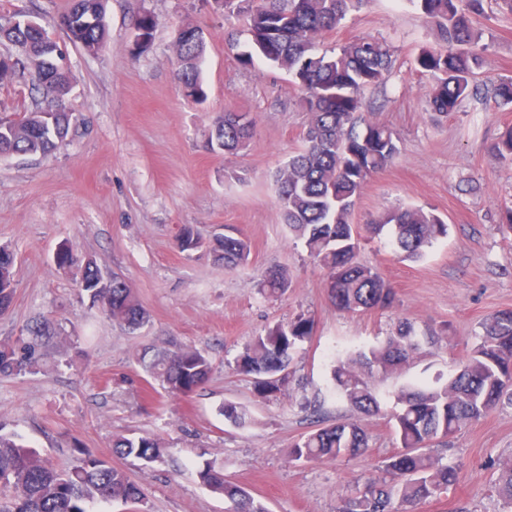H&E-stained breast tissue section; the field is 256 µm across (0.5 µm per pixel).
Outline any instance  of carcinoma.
I'll return each instance as SVG.
<instances>
[{
    "instance_id": "carcinoma-1",
    "label": "carcinoma",
    "mask_w": 512,
    "mask_h": 512,
    "mask_svg": "<svg viewBox=\"0 0 512 512\" xmlns=\"http://www.w3.org/2000/svg\"><path fill=\"white\" fill-rule=\"evenodd\" d=\"M368 0H257L247 13L252 51L257 57L288 73L309 121L302 147L275 174L277 202L283 223L302 241L310 257L328 270L324 288L336 309L368 313L388 308L394 289L373 268L356 261L363 236L390 232L398 257L416 261L445 238L448 225L421 207H397L381 212L354 230L350 215L367 182L391 165L400 153L397 138L387 126L364 112L365 92L384 83L392 67L389 49L373 38H356L331 54L317 50L318 39L338 28L346 16ZM441 31L442 44L427 49L419 64L435 80L431 109L453 112L473 95L475 70L483 65L477 52L481 39L473 16L482 12L481 0H410ZM68 39L89 51L103 47L108 36L104 0H72L61 17ZM157 25L150 12L139 14L133 27L147 45ZM0 42L13 51L0 54V79L30 77L32 108L17 118L0 120V157L8 154L48 156L65 143L73 114L64 97L71 78L59 45L34 19L21 15L3 25ZM177 77L188 97L202 101L201 78L204 39L175 36ZM254 120L226 112L210 131L212 150L233 152L249 146ZM499 159L512 165V127L495 146ZM183 252L201 246L194 228L180 229ZM226 268L248 263L250 243L240 236H217L209 244ZM16 284L15 257L0 247V313L10 308ZM289 287L288 271L270 270L259 293L283 296ZM80 290L102 305L120 327L134 332L149 320L134 290L123 279L104 282L97 266L86 263ZM314 323L302 314L276 323L253 337L235 361L236 372L253 379L262 398L282 394L290 384L289 366L298 344L313 333ZM30 340L21 349L0 345V375H17L37 363L38 339L46 328L28 329ZM439 333H419L402 321L384 340L361 346L336 360L331 368L332 390L357 417L311 430L290 448L297 462H321L363 456L369 436L361 416L387 419L398 451L377 474L349 487L339 498L336 512H418L426 500L448 492L458 481L456 465L433 453L463 427L512 406V308L493 314L483 334L466 353L448 363V373L415 376L395 387L382 403L379 384L405 374L422 361L424 347L434 345ZM209 357L191 347L164 348L146 366L149 376L172 396H188L210 378ZM224 419L237 428L252 421L250 410L226 402ZM112 452L147 464L160 460L162 442L150 435L112 438ZM496 488L512 508V458L499 460ZM204 486L224 496L225 512H269L244 487L224 477L223 465L206 462L198 471ZM94 502H119L128 512H143L140 487L121 468L105 459L86 455L67 467H56L36 450L0 433V512H90Z\"/></svg>"
}]
</instances>
